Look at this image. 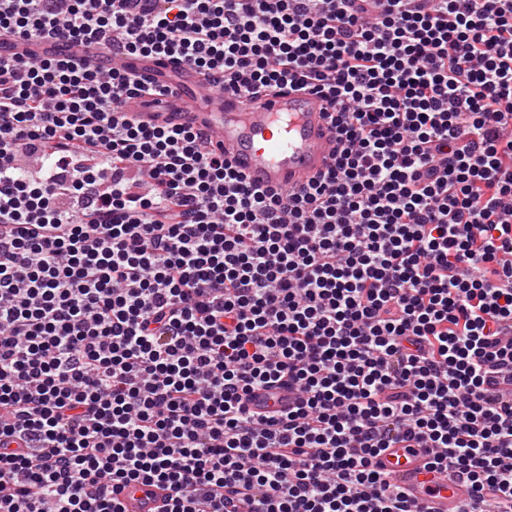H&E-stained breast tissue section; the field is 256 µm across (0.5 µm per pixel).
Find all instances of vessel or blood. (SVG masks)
I'll use <instances>...</instances> for the list:
<instances>
[{
  "label": "vessel or blood",
  "instance_id": "obj_1",
  "mask_svg": "<svg viewBox=\"0 0 512 512\" xmlns=\"http://www.w3.org/2000/svg\"><path fill=\"white\" fill-rule=\"evenodd\" d=\"M10 52L45 58L84 55L82 45L53 39L9 42ZM95 63L102 68L129 71L146 80L177 74L176 85L163 96L159 111L141 113L147 123L189 124L203 130L213 148L223 151L248 180L266 188H294L326 171L337 150L336 135L320 100L307 92L285 91L271 98L242 100L223 93L206 102L188 96V88L202 83L198 71L167 60L136 58L111 50L99 51ZM284 388L253 391L250 410L267 412L288 405ZM375 467L409 491L426 512H455L467 495L463 483L429 472L422 453L390 448L375 460ZM169 491L162 486L132 485L121 494L126 512H165Z\"/></svg>",
  "mask_w": 512,
  "mask_h": 512
}]
</instances>
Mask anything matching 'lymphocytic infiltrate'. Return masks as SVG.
Here are the masks:
<instances>
[{
    "label": "lymphocytic infiltrate",
    "mask_w": 512,
    "mask_h": 512,
    "mask_svg": "<svg viewBox=\"0 0 512 512\" xmlns=\"http://www.w3.org/2000/svg\"><path fill=\"white\" fill-rule=\"evenodd\" d=\"M15 38L312 90L339 150L255 188L132 115L160 85L0 55V512H424L387 448L512 512V0H0ZM292 397L293 394L288 392V388L260 389L253 391L248 396L247 406L256 412L281 410L288 408V398ZM169 490L163 486L132 485L120 497L126 512H165Z\"/></svg>",
    "instance_id": "1"
}]
</instances>
